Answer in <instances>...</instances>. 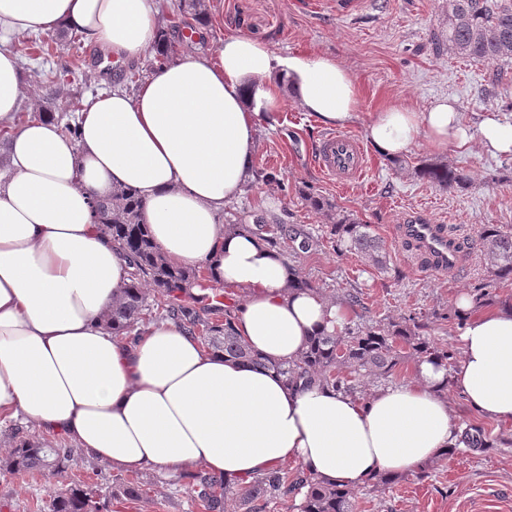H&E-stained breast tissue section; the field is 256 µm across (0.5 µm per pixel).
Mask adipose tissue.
Segmentation results:
<instances>
[{"mask_svg": "<svg viewBox=\"0 0 512 512\" xmlns=\"http://www.w3.org/2000/svg\"><path fill=\"white\" fill-rule=\"evenodd\" d=\"M160 2L0 0V145L10 161L0 174V422L19 418L65 436L126 472L202 467L238 483L292 462L345 489L415 471L454 445L445 383L478 415L512 424V308L476 313L465 294L458 363L421 360L410 380L364 399L292 389L171 321L151 323L132 342L102 325L129 277L93 203L118 185L144 203L143 220L170 264L203 268L240 295L235 331L262 356L296 360L310 336L349 317L343 305L290 289L295 264L219 221L252 176L258 129L279 109L278 81L324 124L351 121L358 88L336 59L280 58L249 36L228 35L212 53L177 55L134 87L90 97L78 140L50 120L20 121L15 37L65 29L128 65L158 46ZM366 136L389 158L421 138L437 150L476 142L512 154L511 125L495 112L467 124L450 96L421 112L391 104L372 115Z\"/></svg>", "mask_w": 512, "mask_h": 512, "instance_id": "ef3b65f1", "label": "adipose tissue"}]
</instances>
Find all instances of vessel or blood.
Here are the masks:
<instances>
[{"label": "vessel or blood", "instance_id": "b4317fda", "mask_svg": "<svg viewBox=\"0 0 512 512\" xmlns=\"http://www.w3.org/2000/svg\"><path fill=\"white\" fill-rule=\"evenodd\" d=\"M315 159L320 171L339 184L360 179L367 165L363 144L339 131L328 133L320 140ZM394 238L417 268L432 275L452 277L464 263L462 227L431 224L413 216L407 223L395 226Z\"/></svg>", "mask_w": 512, "mask_h": 512}]
</instances>
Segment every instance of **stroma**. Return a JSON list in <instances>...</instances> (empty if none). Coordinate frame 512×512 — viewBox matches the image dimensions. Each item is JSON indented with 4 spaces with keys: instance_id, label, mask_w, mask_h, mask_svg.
Listing matches in <instances>:
<instances>
[{
    "instance_id": "1",
    "label": "stroma",
    "mask_w": 512,
    "mask_h": 512,
    "mask_svg": "<svg viewBox=\"0 0 512 512\" xmlns=\"http://www.w3.org/2000/svg\"><path fill=\"white\" fill-rule=\"evenodd\" d=\"M215 8L218 35L244 34L267 43L275 54L314 52L338 60L355 77L360 104L346 133L364 137L374 112L396 102L424 110L441 96L455 97L468 123H477L487 112H498L512 121L507 102L512 101V62L491 68L463 59L447 50H436L434 34L448 27L446 0H205ZM64 60L74 73L56 87V112L74 120L69 102L75 92L90 95L110 87L111 76L84 82L92 74L98 47L82 39L58 42ZM498 81L489 84L490 70ZM282 106L270 121L261 124L254 164L272 172L270 180L249 185L239 201L225 212V219L241 224L263 219L267 224H301L317 236L310 253L289 254L301 272L321 289L326 300L361 296V307L352 309L351 322L396 320L414 316L423 335L435 343L458 348L459 328L451 315L461 292H473L491 283L498 297L512 295V280L493 275L491 257L476 238L482 225L497 224L512 230V155L492 156L479 145L460 151L430 148L418 139L410 151L391 159L369 151L368 168L359 181L339 186L317 168L314 152L329 128L315 115L303 111L280 86ZM449 165L466 174L463 188L430 183L417 175L422 163ZM311 191L332 201L335 212H319L305 201ZM353 215L369 225L387 256L380 269L358 254L337 252L330 235L334 213ZM434 224H465L473 236L469 261L453 279H442L416 269L397 248L392 229L410 214ZM119 470L102 463H81L64 478L38 480L0 473V512H40L49 504V491L59 482L84 481L111 490L123 479ZM153 484L150 499H111L109 512H202L186 491L183 477L174 472H147ZM356 512H512V447L485 453L460 448L449 462H434L428 475L388 486L367 485L357 490Z\"/></svg>"
}]
</instances>
